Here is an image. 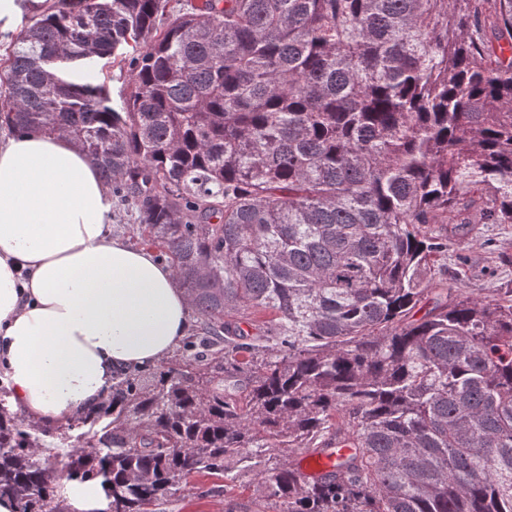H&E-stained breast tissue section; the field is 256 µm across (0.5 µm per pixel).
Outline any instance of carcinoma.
Listing matches in <instances>:
<instances>
[{
  "label": "carcinoma",
  "instance_id": "1",
  "mask_svg": "<svg viewBox=\"0 0 512 512\" xmlns=\"http://www.w3.org/2000/svg\"><path fill=\"white\" fill-rule=\"evenodd\" d=\"M21 2L3 126L81 146L197 324L56 427L0 379V496L62 512L65 469L152 512L254 467L276 512H512V289L446 265L512 224V0Z\"/></svg>",
  "mask_w": 512,
  "mask_h": 512
}]
</instances>
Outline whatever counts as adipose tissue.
Here are the masks:
<instances>
[{"mask_svg": "<svg viewBox=\"0 0 512 512\" xmlns=\"http://www.w3.org/2000/svg\"><path fill=\"white\" fill-rule=\"evenodd\" d=\"M189 300L153 251L112 234V193L71 140L0 141V372L12 401L57 426L119 370L185 336Z\"/></svg>", "mask_w": 512, "mask_h": 512, "instance_id": "adipose-tissue-1", "label": "adipose tissue"}]
</instances>
